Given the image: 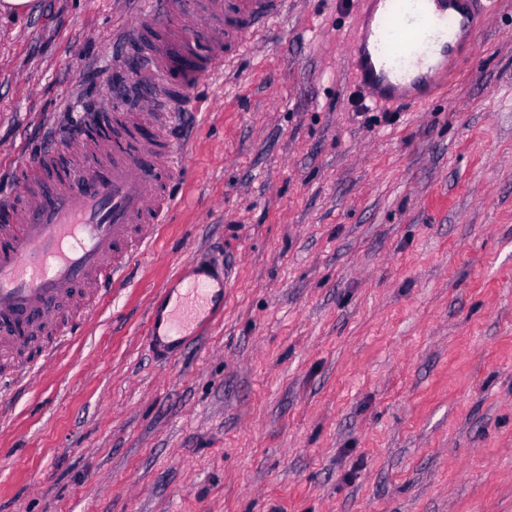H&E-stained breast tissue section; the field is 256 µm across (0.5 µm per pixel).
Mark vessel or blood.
I'll return each instance as SVG.
<instances>
[{
    "instance_id": "vessel-or-blood-1",
    "label": "vessel or blood",
    "mask_w": 512,
    "mask_h": 512,
    "mask_svg": "<svg viewBox=\"0 0 512 512\" xmlns=\"http://www.w3.org/2000/svg\"><path fill=\"white\" fill-rule=\"evenodd\" d=\"M494 4L361 0L351 16V92L369 109L430 102L475 51ZM287 11L288 0H145L120 39L137 51L133 87L148 104L83 113L59 149L14 171L17 196L0 205V352L41 329L65 342L75 336L59 303L77 286L97 300L111 295L174 207L176 115ZM190 266L185 291L162 286L149 308L144 343L163 360L224 312L223 265L198 258Z\"/></svg>"
}]
</instances>
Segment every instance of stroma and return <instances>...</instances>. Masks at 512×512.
<instances>
[{"label": "stroma", "instance_id": "stroma-1", "mask_svg": "<svg viewBox=\"0 0 512 512\" xmlns=\"http://www.w3.org/2000/svg\"><path fill=\"white\" fill-rule=\"evenodd\" d=\"M141 8L0 16V196L124 92ZM347 24L291 0L194 90L157 242L0 397V512H512V0L389 121L347 95ZM199 255L224 314L159 362L149 304Z\"/></svg>", "mask_w": 512, "mask_h": 512}]
</instances>
